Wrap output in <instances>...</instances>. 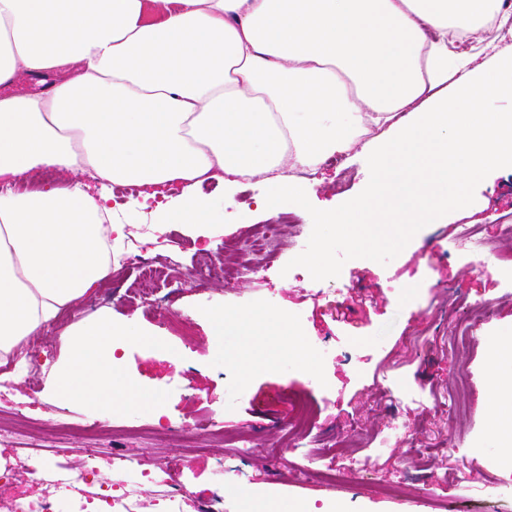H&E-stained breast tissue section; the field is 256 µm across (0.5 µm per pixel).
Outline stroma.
<instances>
[{
    "mask_svg": "<svg viewBox=\"0 0 512 512\" xmlns=\"http://www.w3.org/2000/svg\"><path fill=\"white\" fill-rule=\"evenodd\" d=\"M307 208L291 197L274 199L275 213H290L278 255L265 277L199 280V253L230 268L241 248L272 214L258 207L268 191L261 178L234 190L210 181L205 223L212 237L165 213L167 199L143 201L117 190L114 223L125 225L126 251L142 253L164 269L156 301L140 298L133 267L112 270L78 304L63 308L14 353L23 375L0 387V419L14 432L0 441L9 481L27 482L17 454L33 445L50 461L92 464L99 482L138 491L137 512H167V485L158 468L175 463L184 488L180 512H241L242 489L263 490L312 512H512V448L493 433L497 408L512 396L494 395L489 371L498 346L512 342V284L498 271L482 272L455 248L461 225L481 227L488 253L512 252L499 227L512 221V173L501 171L467 189L470 209L452 211L444 224L386 227L359 224L353 232H303L309 215L361 194L362 157L322 165ZM323 250L327 271L315 276L307 257ZM251 313L283 312L287 328L267 325L255 334L228 327L216 333L207 306ZM136 319L160 346L128 343L124 375L148 399L137 408L54 399L57 367L67 359L74 330L87 318ZM188 319L189 329L176 328ZM470 326L460 345L458 330ZM307 338L315 358L306 368L281 353L287 332ZM274 351L264 370L246 368L243 355ZM98 422L97 434H63L59 421ZM230 436L245 448L226 445ZM344 455L368 471L329 485L319 473L326 453ZM127 454L138 469H115Z\"/></svg>",
    "mask_w": 512,
    "mask_h": 512,
    "instance_id": "1",
    "label": "stroma"
}]
</instances>
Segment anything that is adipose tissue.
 I'll list each match as a JSON object with an SVG mask.
<instances>
[{"instance_id": "obj_1", "label": "adipose tissue", "mask_w": 512, "mask_h": 512, "mask_svg": "<svg viewBox=\"0 0 512 512\" xmlns=\"http://www.w3.org/2000/svg\"><path fill=\"white\" fill-rule=\"evenodd\" d=\"M512 0H0V84L61 72L29 96L0 95V180L43 168L64 187L0 195V354L82 299L112 268L124 227L109 185L177 182L198 223L209 179L262 177L307 206L303 173L362 147L373 177L333 228L433 224L469 204L462 187L512 169V56L474 68ZM467 38L472 50L459 51ZM454 186L440 196L435 183ZM410 205L380 211L391 185ZM135 320L82 324L55 397L137 407L144 391L114 351L148 342Z\"/></svg>"}]
</instances>
